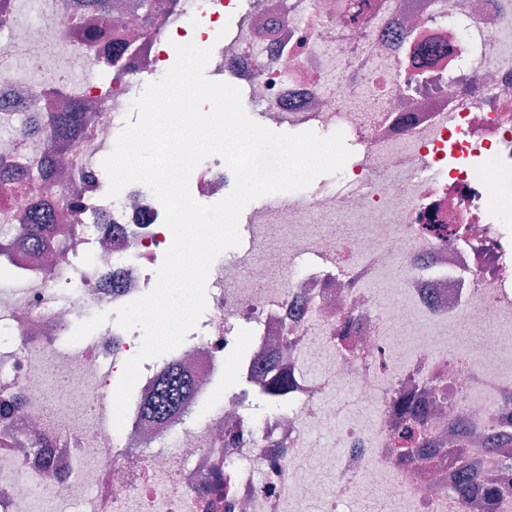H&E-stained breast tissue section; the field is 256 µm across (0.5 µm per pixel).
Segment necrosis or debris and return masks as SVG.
Returning <instances> with one entry per match:
<instances>
[{
  "label": "necrosis or debris",
  "instance_id": "necrosis-or-debris-1",
  "mask_svg": "<svg viewBox=\"0 0 512 512\" xmlns=\"http://www.w3.org/2000/svg\"><path fill=\"white\" fill-rule=\"evenodd\" d=\"M30 2L31 15L0 0V125L14 129L0 171L55 158L69 174L32 197L53 225L37 242L14 221L17 180L0 175V260L12 270L0 286V512H288L296 500L344 512L360 483L402 512H472L451 451L473 444L471 471L503 492L479 512H512V469L492 454L512 449V0H154L156 29L130 38L106 84L77 77L102 49L71 27L72 0ZM189 41L218 47L216 69L275 121L343 132L363 156L281 207H250L254 254L230 276L213 263L209 310L171 354L198 389L156 423L142 404L161 366L143 362L118 429L109 389L136 331L70 337L148 293L171 239L147 186L107 198L96 157ZM61 96L83 109L73 139L45 124ZM233 187L217 156L189 181L209 203ZM77 197L87 210L72 209ZM314 215L322 230L310 236ZM383 288L402 302L380 307ZM413 315L423 332L396 345L391 329ZM462 329L475 347L449 349ZM229 367L263 414L234 395L207 406ZM50 380L64 397L57 418L43 404ZM345 389L351 404L333 402ZM404 396L428 442L411 463L396 451ZM351 405L370 423L328 441L330 488L297 452Z\"/></svg>",
  "mask_w": 512,
  "mask_h": 512
}]
</instances>
